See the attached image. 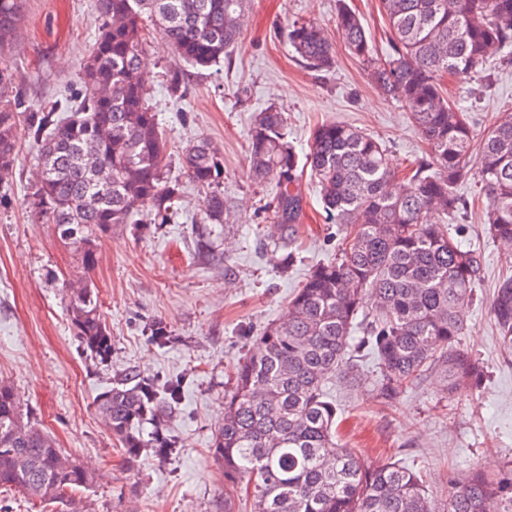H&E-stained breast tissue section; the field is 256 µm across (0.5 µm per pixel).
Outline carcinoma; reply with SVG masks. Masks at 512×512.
Listing matches in <instances>:
<instances>
[{"label": "carcinoma", "instance_id": "1", "mask_svg": "<svg viewBox=\"0 0 512 512\" xmlns=\"http://www.w3.org/2000/svg\"><path fill=\"white\" fill-rule=\"evenodd\" d=\"M26 0H0V53L14 42ZM389 27L383 55L359 15L339 0L336 30L377 91L409 112L425 156L395 170L385 145L341 122L310 134L299 160L284 113H259L249 134L254 179L275 191L271 235H288L302 210L298 190L310 169L326 220L339 225L336 258L314 267L292 296L286 317L257 337L235 367L224 395V421L212 444L224 468V512H512V458L488 473L448 469V499L429 488L427 473L396 459L371 464L336 441L341 409L326 392L334 377L363 387L357 353L377 360L371 395L393 404L432 376L450 392L478 387L485 374L460 348L465 313L481 280L478 251L464 249L446 223L467 208L459 187L477 179L487 201L489 235L512 243V113L480 139L466 114L450 103L445 77L470 81L486 69L496 46L512 60V0H380ZM246 0H95L99 35L81 68L80 89L38 112L21 110L17 74L0 66V187L12 180L20 137L39 156L29 194L43 224L79 252L91 269L100 236L145 212L165 224L179 185L165 177L168 143L150 104L141 70L150 28L188 65L216 66L238 43ZM288 44L309 68L335 63L332 44L312 21L288 24ZM181 164L210 186L218 149L201 140ZM232 210L215 190L205 224H225ZM72 331L107 359L112 336L100 315L94 284L66 289ZM503 349L512 353V275L490 302ZM180 384H158L136 370L100 393L96 410L121 442L127 462L150 450L159 460L177 449L168 417ZM144 438L135 428L146 422ZM94 483L81 459L57 446L31 421L13 388L0 383V486L80 512L74 493Z\"/></svg>", "mask_w": 512, "mask_h": 512}]
</instances>
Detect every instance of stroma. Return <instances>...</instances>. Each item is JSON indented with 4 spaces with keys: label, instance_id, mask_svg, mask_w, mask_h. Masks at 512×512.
I'll return each instance as SVG.
<instances>
[{
    "label": "stroma",
    "instance_id": "obj_1",
    "mask_svg": "<svg viewBox=\"0 0 512 512\" xmlns=\"http://www.w3.org/2000/svg\"><path fill=\"white\" fill-rule=\"evenodd\" d=\"M336 8L337 0H247L234 51L210 68L179 62L154 34L144 70L166 122L167 176L180 184L182 198L170 223L119 224L99 242L88 274L112 334L108 360H95L72 332L65 285L85 273L78 253L52 225L33 221L28 194L37 150L29 140L20 142L11 188L0 195V380L59 447L93 463L94 485L81 493L90 512H224V472L210 448L232 369L253 351L260 331L286 314L310 269L336 252L338 229L327 223L307 177L299 184L302 212L287 239L267 237L273 190L253 179L247 161L255 113L269 106L284 112L288 139L300 154L313 127L325 121L379 138L393 164L424 154L408 112L381 97L342 46ZM295 19L323 27L335 49L332 69L317 72L296 60L284 37ZM99 23L94 0H27L8 57L27 110L78 88ZM174 70L181 78L177 98L165 83ZM448 91L482 134L500 113L512 111V64L490 51L483 78L449 84ZM199 138L219 150L212 188L192 182L180 164L183 150ZM215 188L236 212L206 239L199 231ZM459 192L469 207L452 229L463 246L480 251L483 264L481 299L466 311L461 346L483 365L484 385L451 394L426 378L389 406L363 390L328 385L345 417L341 443L372 464L393 456L423 468L440 499L448 492L447 467L492 469L512 457V354L500 348L488 309L499 279L512 272V247L487 233L479 183L468 181ZM278 256L287 257V272L276 266ZM158 322L170 336L163 344L151 336ZM131 367L182 382L172 424L180 450L166 461L144 454L126 463L100 423L96 397Z\"/></svg>",
    "mask_w": 512,
    "mask_h": 512
}]
</instances>
